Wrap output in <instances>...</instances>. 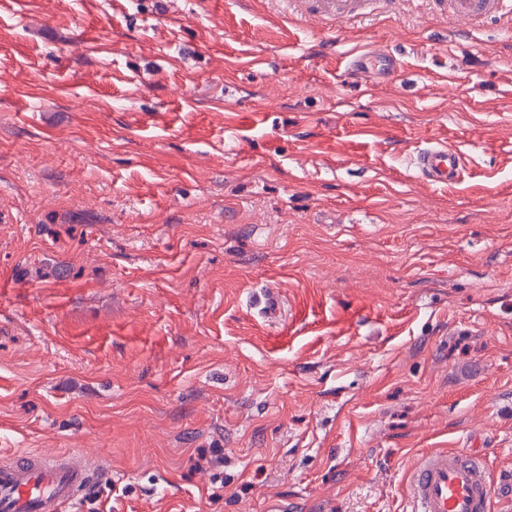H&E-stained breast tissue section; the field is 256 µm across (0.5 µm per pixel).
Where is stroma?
Instances as JSON below:
<instances>
[{"label": "stroma", "instance_id": "35a3bbf8", "mask_svg": "<svg viewBox=\"0 0 512 512\" xmlns=\"http://www.w3.org/2000/svg\"><path fill=\"white\" fill-rule=\"evenodd\" d=\"M459 448L512 512V19L0 0V458H103L100 512H410ZM346 67L351 76L367 80H387L395 77L399 63L387 52H371L350 55ZM466 153L446 143H430L416 152L413 165L418 177L431 184L454 183L462 175Z\"/></svg>", "mask_w": 512, "mask_h": 512}]
</instances>
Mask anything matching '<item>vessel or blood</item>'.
Wrapping results in <instances>:
<instances>
[{
	"instance_id": "obj_1",
	"label": "vessel or blood",
	"mask_w": 512,
	"mask_h": 512,
	"mask_svg": "<svg viewBox=\"0 0 512 512\" xmlns=\"http://www.w3.org/2000/svg\"><path fill=\"white\" fill-rule=\"evenodd\" d=\"M289 17L324 26L358 22L392 12L398 0H282ZM448 20L474 29L512 16V0H447ZM397 59L386 52L350 56L347 71L367 80L394 78ZM418 177L431 184L459 180L464 152L432 143L416 152ZM95 464L76 453L48 457L24 450L0 460V512H67L95 482ZM411 512H491L493 483L482 457L469 449L423 454L409 475Z\"/></svg>"
}]
</instances>
